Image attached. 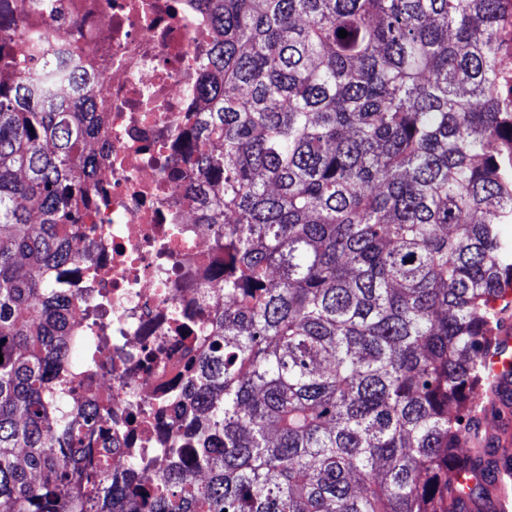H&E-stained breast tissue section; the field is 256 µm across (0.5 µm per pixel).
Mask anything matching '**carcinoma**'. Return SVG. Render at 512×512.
<instances>
[{"label": "carcinoma", "mask_w": 512, "mask_h": 512, "mask_svg": "<svg viewBox=\"0 0 512 512\" xmlns=\"http://www.w3.org/2000/svg\"><path fill=\"white\" fill-rule=\"evenodd\" d=\"M202 2L185 163L224 308L186 381L203 416L153 487L86 459L102 415L48 381L94 96L0 65V512H490L494 452L465 447L512 305L505 0Z\"/></svg>", "instance_id": "1"}]
</instances>
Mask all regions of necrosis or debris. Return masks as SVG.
I'll return each mask as SVG.
<instances>
[{
    "label": "necrosis or debris",
    "instance_id": "1",
    "mask_svg": "<svg viewBox=\"0 0 512 512\" xmlns=\"http://www.w3.org/2000/svg\"><path fill=\"white\" fill-rule=\"evenodd\" d=\"M33 38L13 67L38 59L74 97L99 82L102 117L96 189L72 237L82 259L61 271L69 340L96 347L74 367V413L106 408L111 452L93 434L92 458L139 484L159 482L164 453L190 414L189 368L207 350L224 306L215 227L198 223L184 189V154L201 101L192 88L214 46L200 0H26ZM140 468H133V461Z\"/></svg>",
    "mask_w": 512,
    "mask_h": 512
}]
</instances>
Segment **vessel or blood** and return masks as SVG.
<instances>
[{
	"label": "vessel or blood",
	"instance_id": "b4317fda",
	"mask_svg": "<svg viewBox=\"0 0 512 512\" xmlns=\"http://www.w3.org/2000/svg\"><path fill=\"white\" fill-rule=\"evenodd\" d=\"M499 350L490 351L483 360L488 376L487 401L477 412L481 429L488 440L503 448L512 444V354L503 356V349L512 351V321L504 320L498 332Z\"/></svg>",
	"mask_w": 512,
	"mask_h": 512
}]
</instances>
